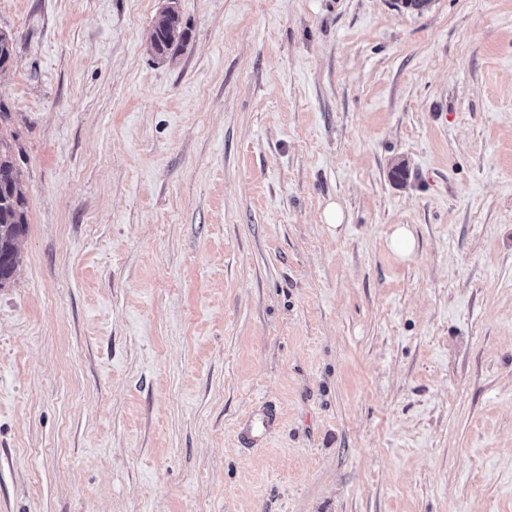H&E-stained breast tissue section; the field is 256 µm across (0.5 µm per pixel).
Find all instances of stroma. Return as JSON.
<instances>
[{
  "label": "stroma",
  "mask_w": 512,
  "mask_h": 512,
  "mask_svg": "<svg viewBox=\"0 0 512 512\" xmlns=\"http://www.w3.org/2000/svg\"><path fill=\"white\" fill-rule=\"evenodd\" d=\"M166 5L0 0V512H512V0ZM186 39L178 11L169 6L155 19L152 27L151 48L160 58H167L175 52ZM10 112L0 102V288L13 277L20 262L19 241L26 234L28 199L16 160L15 137L3 131ZM391 249L400 257L408 258L414 252V239L405 226H396L389 239Z\"/></svg>",
  "instance_id": "1"
}]
</instances>
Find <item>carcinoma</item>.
<instances>
[{
	"mask_svg": "<svg viewBox=\"0 0 512 512\" xmlns=\"http://www.w3.org/2000/svg\"><path fill=\"white\" fill-rule=\"evenodd\" d=\"M186 39L175 7L169 6L155 19L151 48L160 58L177 51ZM10 113L0 102V288L13 277L20 262L19 241L26 234L28 199L16 160L15 137L4 133Z\"/></svg>",
	"mask_w": 512,
	"mask_h": 512,
	"instance_id": "carcinoma-1",
	"label": "carcinoma"
}]
</instances>
